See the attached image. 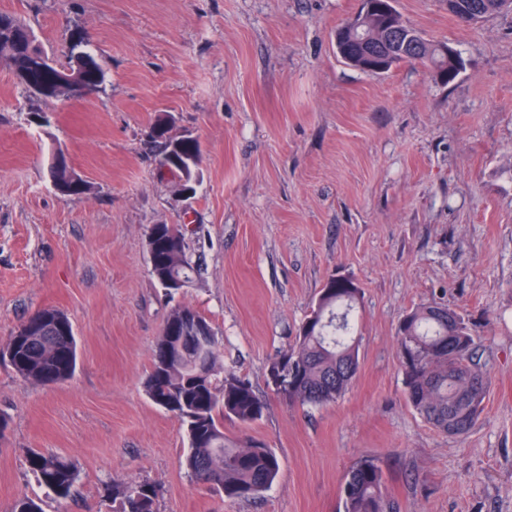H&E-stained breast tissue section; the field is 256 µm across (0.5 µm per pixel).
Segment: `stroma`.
Instances as JSON below:
<instances>
[{
  "label": "stroma",
  "mask_w": 512,
  "mask_h": 512,
  "mask_svg": "<svg viewBox=\"0 0 512 512\" xmlns=\"http://www.w3.org/2000/svg\"><path fill=\"white\" fill-rule=\"evenodd\" d=\"M361 0H0L49 57L81 31L105 72L91 98L34 95L0 69V347L37 310L70 319L74 376L51 387L0 358V512L40 494L28 450L77 469L45 512H110L112 482L154 485L157 512H341L359 459L378 461L399 512H512V13L476 25L446 0H396L403 19L464 62L445 84L420 65H345L337 25ZM201 144L196 192L146 147L155 118ZM65 152L89 190L49 175ZM186 226L196 274L167 294L148 232ZM334 276L361 291L359 371L328 405L267 384ZM424 304L467 324L489 377L470 431L435 429L408 403L396 328ZM211 323L224 367L266 402L224 420L230 440L278 457L272 486L225 500L197 483L188 438L146 389L172 310Z\"/></svg>",
  "instance_id": "35a3bbf8"
}]
</instances>
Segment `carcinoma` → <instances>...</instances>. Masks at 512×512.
<instances>
[{"label": "carcinoma", "mask_w": 512, "mask_h": 512, "mask_svg": "<svg viewBox=\"0 0 512 512\" xmlns=\"http://www.w3.org/2000/svg\"><path fill=\"white\" fill-rule=\"evenodd\" d=\"M504 10L512 11V0H448V12L466 25ZM360 18L358 14L336 28V54L347 65L381 75L403 62L421 64L431 67L445 84L460 73V56L444 54V44L426 40L408 22L390 23L373 15L364 36L358 26ZM42 55L34 33L13 15L0 12V68L18 80L28 78L41 88L37 95L57 98L59 94L52 90L56 69L41 67ZM83 65L92 85L101 88L104 70L91 53L83 52ZM148 147L159 163L181 174L184 188H191L202 162L197 140L173 135L162 115L151 126ZM193 273L180 227L160 225L151 257L153 278L166 289L169 277L189 283ZM359 297L360 289L345 288L340 278L325 284L311 311L318 328L304 321L293 346L278 357L290 374L289 403L325 404L348 389L359 369ZM43 313L41 309L32 314L9 337L13 347L10 365L22 378L50 387L74 374L76 341L71 326L65 336L52 324L37 335L29 333ZM397 340L411 407L444 433H468L483 411L488 377L474 361V338L464 319L446 306L424 305L405 315L397 328ZM147 392L155 404L181 419L190 442L185 465L198 483L208 488L216 485L224 499L253 498L271 486L279 471L274 451L259 441L238 445L224 437V418L252 423L261 419L265 402L247 380L224 371L217 338H211L202 356L184 354L178 342L161 336ZM26 461L56 498L71 496L77 473L68 458L32 450ZM341 494L342 512H397L385 495L383 471L374 459H362L348 470ZM107 496L112 498V512H157V489L149 483H114Z\"/></svg>", "instance_id": "carcinoma-1"}]
</instances>
